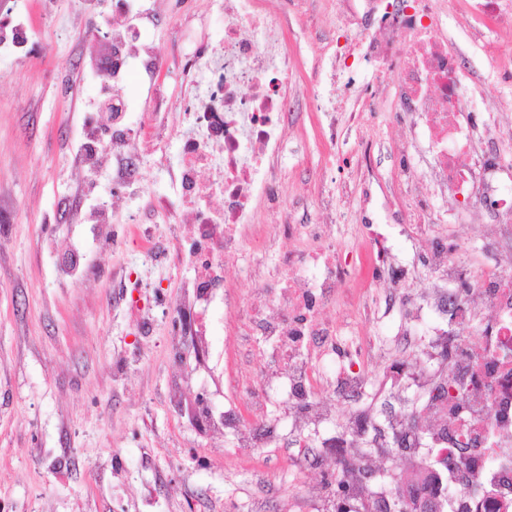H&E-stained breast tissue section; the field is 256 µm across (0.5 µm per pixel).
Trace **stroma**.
I'll return each instance as SVG.
<instances>
[{
  "label": "stroma",
  "mask_w": 512,
  "mask_h": 512,
  "mask_svg": "<svg viewBox=\"0 0 512 512\" xmlns=\"http://www.w3.org/2000/svg\"><path fill=\"white\" fill-rule=\"evenodd\" d=\"M288 47L300 61L299 109L287 142L279 204L294 224H322L349 249L368 224H388L399 265L422 269L424 238L391 223L390 202L402 129L379 117L336 141L322 134L327 119L312 111L305 79L320 47L344 36L335 0H281ZM141 43L168 68L155 78L137 72L125 92L143 103L176 90L181 22L207 0H143ZM25 20L45 49L46 63L0 62V512H321L305 484L331 476L333 449L323 448L302 473L289 470L287 449L238 447L233 436L208 432L197 418L207 398L224 403L230 338L215 317L199 353L170 352L191 343L192 318L174 321L189 269L169 276L174 247L189 249L194 229L155 217L130 224L128 212L150 198L173 199L159 154L138 161L139 179L115 208L107 238L94 240L80 223L97 195L112 193V156L95 170L72 159L82 128L96 117L101 82H85L93 16L84 0H29ZM469 74L512 106V79L470 39L456 35ZM361 157L374 177L361 196V172L343 167ZM157 249L152 266L125 277L141 240ZM80 253L84 269L66 275ZM425 402L393 380L386 361L371 372L358 408L419 407Z\"/></svg>",
  "instance_id": "stroma-1"
}]
</instances>
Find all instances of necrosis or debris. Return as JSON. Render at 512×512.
I'll return each mask as SVG.
<instances>
[{
    "label": "necrosis or debris",
    "instance_id": "obj_1",
    "mask_svg": "<svg viewBox=\"0 0 512 512\" xmlns=\"http://www.w3.org/2000/svg\"><path fill=\"white\" fill-rule=\"evenodd\" d=\"M337 2L353 36L342 49L325 48L318 61L312 80L316 109L335 114L325 96L351 60L365 75L369 96L345 124L329 122V139L345 127L368 123L379 107L380 89L392 85L393 116L408 128L395 149L404 158L415 153L426 159L424 167L400 168L398 179L409 194L396 197L394 221L415 225L429 238L425 265L437 293L427 299L415 292L412 276L395 265L382 227L369 228L365 248L345 251L317 224L260 225L261 207L278 204L286 130L297 110V59L284 37L288 16L279 0H209L210 10L224 16L222 34L209 36L206 16L188 18L193 48L181 59L178 89L150 114L154 123H172L176 137L178 204L169 208L167 220L177 223L179 212L189 210L199 228L190 256L194 278L174 312L220 296L225 328H247L229 351L232 401L220 413L202 405L201 418L213 433L236 432L240 447L277 446L279 422L269 409L276 392L292 412L289 447H308L309 427L335 419L337 405L356 404L378 356L372 337L341 335L336 323L322 318L352 291L363 313L381 307L400 314L403 329L393 341L388 368L425 396L426 411L439 420L428 435L409 436L411 411L394 412L382 441L403 437L410 448H426L431 457L441 450L453 460L435 471L421 464L398 492L434 475L440 512H512V190L501 184L512 170V154L500 148L512 140V114L483 125L475 112L463 109L462 99L477 84L436 20L435 0ZM26 5L27 0H12L10 11L0 15V55L34 57L27 28L14 21ZM89 33L107 47L94 65L111 74L112 112L124 114L126 80L136 68L155 75L165 64L155 55L136 54L134 27L114 26L108 16ZM152 143L147 130L116 123L111 141L83 148L73 162L93 168L107 151L121 152L122 168L112 178L119 192L130 186L135 158ZM427 183L484 215V262H465L461 244L436 233L439 217L423 190ZM216 195L224 206L214 211L208 201ZM283 233L294 245L279 268H241V279L254 285L251 310L241 314L238 295L224 285L225 262L269 251ZM387 279L392 287H384ZM411 354L431 362V369H412ZM371 432L370 416L356 412L344 431L326 440L336 450V478L349 489L345 512H365L367 506L356 484L357 446Z\"/></svg>",
    "mask_w": 512,
    "mask_h": 512
}]
</instances>
